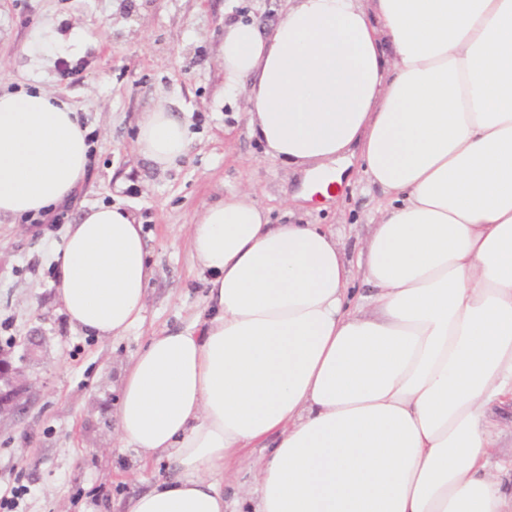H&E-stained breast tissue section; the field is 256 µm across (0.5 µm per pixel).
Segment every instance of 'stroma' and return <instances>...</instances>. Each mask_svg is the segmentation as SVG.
Segmentation results:
<instances>
[{"mask_svg":"<svg viewBox=\"0 0 512 512\" xmlns=\"http://www.w3.org/2000/svg\"><path fill=\"white\" fill-rule=\"evenodd\" d=\"M287 0H0V86L34 82L67 100L89 130L87 177L55 221L0 220V349L22 357L23 410L0 417V497L8 512H113L176 476L140 463L115 436L119 373L150 336L193 324L205 284L187 227L209 203L248 190L274 224H321L349 259L372 233L383 193L352 173L330 196L291 206L302 168L280 163L248 130L246 93H224L221 48L232 19L271 32ZM179 112L191 137L178 167L134 150L142 113ZM118 203L143 233L155 274L142 320L117 338L86 335L56 299L53 255L88 206ZM39 335L31 358L25 340Z\"/></svg>","mask_w":512,"mask_h":512,"instance_id":"stroma-1","label":"stroma"}]
</instances>
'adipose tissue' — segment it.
I'll use <instances>...</instances> for the list:
<instances>
[{
	"mask_svg": "<svg viewBox=\"0 0 512 512\" xmlns=\"http://www.w3.org/2000/svg\"><path fill=\"white\" fill-rule=\"evenodd\" d=\"M224 84L245 90L265 152L359 160L385 198L358 264L334 231L272 224L251 192L189 226L207 306L152 336L121 380L117 439L175 462L127 512H512V0H293L271 33L224 26ZM136 152L177 165L186 126L142 114ZM79 113L0 90V218H37L81 188ZM69 321L100 338L142 317L143 229L82 211L55 255ZM360 269L367 293L348 288ZM263 449L247 495L225 474Z\"/></svg>",
	"mask_w": 512,
	"mask_h": 512,
	"instance_id": "ef3b65f1",
	"label": "adipose tissue"
}]
</instances>
